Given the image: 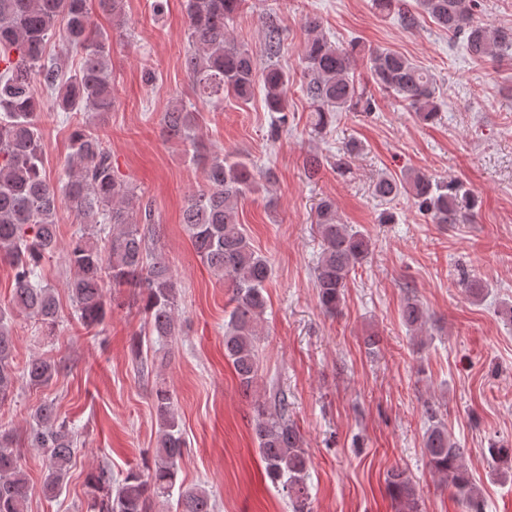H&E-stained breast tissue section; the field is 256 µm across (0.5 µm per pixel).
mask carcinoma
<instances>
[{
  "label": "carcinoma",
  "mask_w": 512,
  "mask_h": 512,
  "mask_svg": "<svg viewBox=\"0 0 512 512\" xmlns=\"http://www.w3.org/2000/svg\"><path fill=\"white\" fill-rule=\"evenodd\" d=\"M241 3L187 0L190 49L185 68L203 98L215 106L230 96L245 103L253 94L257 65L228 30ZM373 4L384 17L398 16L407 30L419 23L404 0H373ZM419 4L438 28L463 38L472 58L512 52V29L490 28L477 20L480 0H419ZM62 20L64 53L75 52L82 59L78 72L68 78L59 57L45 54L46 41ZM303 27L307 38L301 89L311 105L313 129L318 133L326 129L338 112H374L375 98L355 76L357 45L348 49L333 45L319 33L315 17L305 18ZM280 47L279 30L272 25L266 47L269 63L262 79L267 110L279 114V129L288 123V90L293 83V77L272 62ZM110 53L111 39L95 24L87 0H0V262L13 272L11 306L0 309V405L12 399L19 380L40 388L60 370V362L52 357H33L17 374L8 320L22 313L36 319L48 333L56 330L57 299L54 289L43 284L41 267L58 248L57 215L63 208L82 224L66 248L73 270L68 290L79 323L87 329L102 325L110 311V291L128 287L136 290L151 334L170 338L178 333L173 270L154 243L150 215L142 213L136 188L116 174L112 154L96 129L87 123L74 124L63 179L52 182L43 166L39 118L44 103L34 85H40L52 99V107L62 112L108 115L116 104ZM366 66L374 85L394 94L419 120L436 118L437 84L430 71L391 49L370 52ZM162 126L168 139L191 151V160L202 171V189L188 198L182 223L210 272L229 281L231 310L224 321V356L248 392L259 379L258 348L272 267L244 233L239 204L259 193L261 184L248 158L205 151L197 135V113L175 106L164 114ZM374 191L386 201L402 196L412 199L433 224L463 223L476 203L474 193L463 183L438 181L419 172L400 179L382 177ZM141 213L142 219L138 218ZM315 224L321 252L313 270L314 286L321 308L334 313L352 273L368 258L372 242L342 220L330 199L317 204ZM460 284L472 300L484 298L486 286L478 275L465 273ZM401 321L410 331L422 330L427 315L418 299L406 298ZM153 408L158 437L151 459L129 469L115 483L105 467L90 471L86 512H152L155 503L169 500L175 490L177 512H214L206 490L178 483L185 440L172 392L156 388ZM253 410L255 443L267 477L286 494L292 512H312L307 483L310 458L298 427L288 417V397L279 392L271 400H257ZM426 414L423 448L428 466L446 479L467 512H484V502L465 466V449L448 432L439 410L430 406ZM30 418L28 444L42 450L47 461L42 493L55 497L74 465L77 433L51 401L41 402ZM490 456L497 467L512 470V448H493ZM387 483L401 512H418L416 491L405 472L391 471ZM30 494L14 435L0 430V512H26Z\"/></svg>",
  "instance_id": "carcinoma-1"
}]
</instances>
